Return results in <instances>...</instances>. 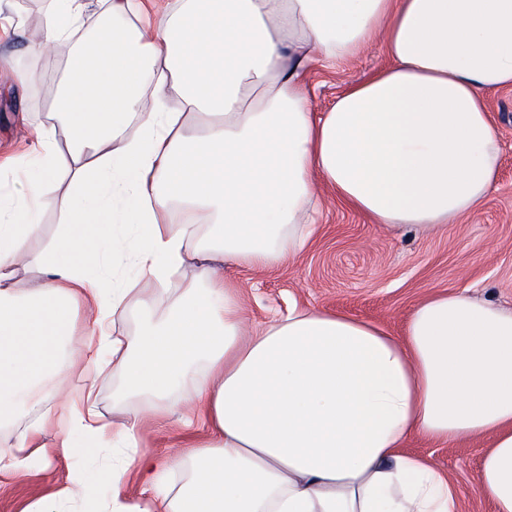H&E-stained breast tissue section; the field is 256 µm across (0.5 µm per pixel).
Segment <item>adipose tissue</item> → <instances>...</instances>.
Instances as JSON below:
<instances>
[{"label": "adipose tissue", "instance_id": "obj_1", "mask_svg": "<svg viewBox=\"0 0 512 512\" xmlns=\"http://www.w3.org/2000/svg\"><path fill=\"white\" fill-rule=\"evenodd\" d=\"M50 2L28 50L73 49L48 121L26 130L36 177L0 188V423L66 366H113L147 406L104 420L85 385L53 448L37 444L45 414L0 442V469L88 455L108 433L131 454L101 477L107 512H457L454 480L402 448L485 438L478 488L512 512V312L434 293L398 336L317 308L256 329L221 272L290 264L324 189L392 231L477 212L497 180L487 97L512 86V0ZM96 8L111 25L77 40ZM375 41L386 65L315 114L313 57ZM48 207L62 222L30 252ZM148 415L209 428L181 487L138 448ZM132 468L149 498L122 493Z\"/></svg>", "mask_w": 512, "mask_h": 512}]
</instances>
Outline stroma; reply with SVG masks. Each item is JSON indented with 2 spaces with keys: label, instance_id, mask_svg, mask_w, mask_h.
<instances>
[{
  "label": "stroma",
  "instance_id": "1",
  "mask_svg": "<svg viewBox=\"0 0 512 512\" xmlns=\"http://www.w3.org/2000/svg\"><path fill=\"white\" fill-rule=\"evenodd\" d=\"M25 43V37L13 36L6 44L15 68L34 73L35 78L17 95L0 92V153L4 155L21 152L25 145L21 112H28L36 121L46 119L69 55V47L63 43L51 56L35 57L25 51ZM384 63L383 49L377 42L337 65L314 59L308 75L314 111H326L347 85ZM488 107L503 153L497 183L477 214L449 225L440 235L420 237L369 223L331 194H324L320 229L291 265L262 270L225 268V276L239 286L250 321L262 324L291 308L311 306L382 322L398 334L412 308L436 291L465 293L512 310V88L490 94ZM81 385L78 377H58L43 392L38 407L21 408L13 422L0 426V439L13 441L40 412L64 415L56 391H75ZM203 435L198 423L187 427L173 420L160 426L148 421L142 428L141 445L174 455ZM485 446L482 439L463 440L448 447L415 436L406 442L405 449L423 455L435 469L456 479L458 512H492L489 499L476 483ZM121 458L111 439L106 438L85 457L58 460L48 469L35 462L25 470L2 472L0 512H30L40 501L53 502L56 512H85L83 496L60 499L57 491L72 473L89 476Z\"/></svg>",
  "mask_w": 512,
  "mask_h": 512
}]
</instances>
